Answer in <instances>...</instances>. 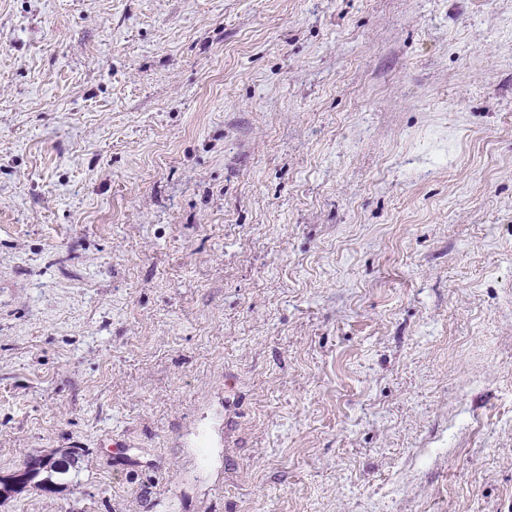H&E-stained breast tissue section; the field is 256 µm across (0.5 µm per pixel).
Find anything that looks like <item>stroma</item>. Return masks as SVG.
<instances>
[{
    "label": "stroma",
    "instance_id": "1",
    "mask_svg": "<svg viewBox=\"0 0 512 512\" xmlns=\"http://www.w3.org/2000/svg\"><path fill=\"white\" fill-rule=\"evenodd\" d=\"M72 447L0 512H512V0H0V478ZM81 448H72L70 451L65 452L62 455V459L65 461V467L59 471H51V472H42L41 474H45V477L41 480L34 482V486L40 489H47L50 483L57 484L54 482L53 478L58 480H63L69 474L71 468L77 465L79 460V451ZM40 474V475H41Z\"/></svg>",
    "mask_w": 512,
    "mask_h": 512
}]
</instances>
